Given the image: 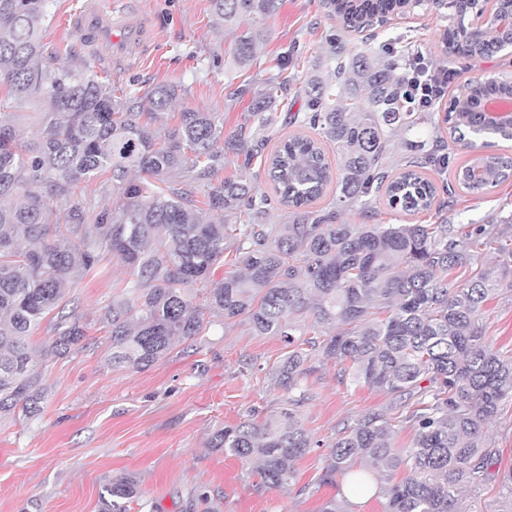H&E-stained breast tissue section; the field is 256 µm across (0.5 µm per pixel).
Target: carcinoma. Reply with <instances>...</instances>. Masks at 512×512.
<instances>
[{
	"mask_svg": "<svg viewBox=\"0 0 512 512\" xmlns=\"http://www.w3.org/2000/svg\"><path fill=\"white\" fill-rule=\"evenodd\" d=\"M50 0H0V89L4 103L38 98L36 136L19 137L13 113L0 112V418L16 409L35 413L43 399L40 372L28 339L51 314L46 357H62L86 337L76 310L64 298L104 259L126 269L121 293L104 314L111 327L113 364L143 370L163 358L175 340L200 335L213 319H242L256 336H274L291 350L272 372L286 407L258 423L251 419L216 431L212 447L257 464L270 489L289 485L296 462L318 446L299 408L313 373L311 352L340 365L348 377L388 397L336 432L324 485L347 477L365 487L364 467L385 476L383 512H470L466 492L493 480L512 497V469H494L500 450L482 425L512 399V356L487 344L485 305L512 275V216L464 232L451 224H348L341 212L357 206L373 218L379 194L392 209L415 215L432 210L438 196L428 168L440 175L449 156L435 112L415 106L403 81L421 54L405 42L394 51L369 46L354 53L329 35L330 75L313 73L305 111L291 121L319 131L280 142L267 159L268 176L288 223L270 224L271 197L251 179L221 175L232 155L247 168L260 135L283 102L287 80L268 78L252 87L250 111L224 135V113L186 110L161 136L153 124L177 97L174 85H157L121 99L97 73L52 59L43 62L42 24ZM284 0H212L218 20L238 30L229 55L248 65L266 40V21ZM358 10L349 0H320L326 16L347 32L402 0H370ZM454 10L441 34L442 51L485 58L509 41L505 19L485 17L479 29L458 0H421ZM512 93V77H474L451 99ZM448 137L473 148L484 136L479 113L461 123L444 114ZM429 125L431 141L402 142L401 133ZM336 145L337 167L321 140ZM512 176V156L483 153L457 171V184L481 195ZM100 181L112 200L98 205L89 183ZM336 184L328 210L310 205ZM203 193V200L195 194ZM67 222L53 221L57 211ZM496 246L492 266L482 248ZM231 267L214 278L218 265ZM462 268L470 278L452 287ZM413 432L399 447L394 429ZM138 495L131 476L104 487L101 512H127Z\"/></svg>",
	"mask_w": 512,
	"mask_h": 512,
	"instance_id": "obj_1",
	"label": "carcinoma"
}]
</instances>
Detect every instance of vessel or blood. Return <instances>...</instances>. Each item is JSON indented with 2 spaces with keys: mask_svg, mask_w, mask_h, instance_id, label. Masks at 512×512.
<instances>
[{
  "mask_svg": "<svg viewBox=\"0 0 512 512\" xmlns=\"http://www.w3.org/2000/svg\"><path fill=\"white\" fill-rule=\"evenodd\" d=\"M78 36L96 67L122 75L138 67L155 41V30L147 17L130 0H85L70 18Z\"/></svg>",
  "mask_w": 512,
  "mask_h": 512,
  "instance_id": "b4317fda",
  "label": "vessel or blood"
}]
</instances>
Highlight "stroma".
I'll list each match as a JSON object with an SVG mask.
<instances>
[{"instance_id": "35a3bbf8", "label": "stroma", "mask_w": 512, "mask_h": 512, "mask_svg": "<svg viewBox=\"0 0 512 512\" xmlns=\"http://www.w3.org/2000/svg\"><path fill=\"white\" fill-rule=\"evenodd\" d=\"M157 32V43L139 69L127 77L110 76L118 97L142 95L163 83L179 96L160 122L172 125L185 109L220 112L225 132H233L249 111L240 89L277 74L288 80V103L278 107L267 131L265 153L299 133L291 122L306 103L304 89L326 51L334 28L318 0H284L269 19V37L253 64H231L230 30L216 19L211 0H142ZM83 0H52L44 23L46 56L89 67L68 26ZM446 21L437 11H420L387 27L432 50L430 61L456 73V84L475 76L512 74V53L462 60L442 52L439 33ZM437 210L408 215L376 203L378 224H496L512 213V180L483 196L439 193ZM126 274L113 260H102L72 295L86 326L81 348L61 358L43 357L51 336L42 323L30 338L41 374L40 413L0 419V512H100V496L112 477L135 476L139 494L128 512H317L331 497H343L345 481L323 485L330 462L329 443L337 430L362 413L385 406L383 393L340 380L336 363L314 356L308 377L309 399L300 419L319 447L296 464L297 478L287 489L265 488L252 465L212 447L213 433L240 421L277 413L284 404L270 374L288 348L271 336H256L242 322L214 325L205 335L176 341L157 363L133 371L112 366L110 328L101 320ZM485 336L493 349L512 354V287L502 286L485 307ZM208 493L209 503L198 500Z\"/></svg>"}]
</instances>
